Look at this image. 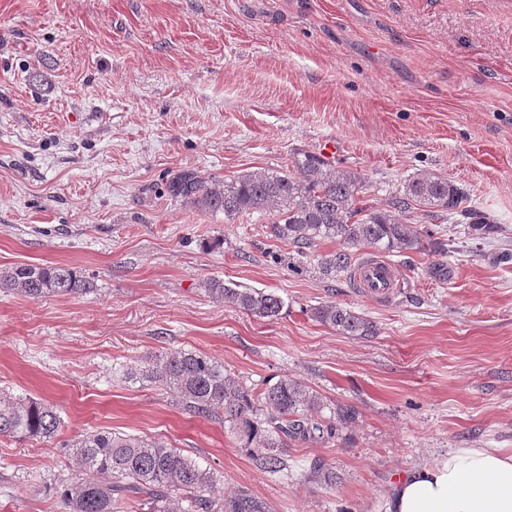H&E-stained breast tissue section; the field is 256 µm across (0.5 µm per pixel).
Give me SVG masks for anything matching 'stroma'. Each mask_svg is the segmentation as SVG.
I'll return each instance as SVG.
<instances>
[{
  "mask_svg": "<svg viewBox=\"0 0 512 512\" xmlns=\"http://www.w3.org/2000/svg\"><path fill=\"white\" fill-rule=\"evenodd\" d=\"M370 183L365 204L417 172L461 188L497 225L425 222L448 254L389 259L383 299L302 273L263 218L171 196L180 170L230 178L323 153ZM512 0H0V269L66 264L76 298L0 289V395L57 409L56 439L0 437V512H63L78 471L62 444L91 430L178 448L272 512H384L404 472L458 448L512 451ZM276 293L260 318L206 280ZM335 301L379 333L312 317ZM197 350L240 385L283 376L325 407L354 405L329 440L292 443L287 475L229 426L114 368ZM336 475L332 485L313 461Z\"/></svg>",
  "mask_w": 512,
  "mask_h": 512,
  "instance_id": "1",
  "label": "stroma"
}]
</instances>
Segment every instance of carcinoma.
Returning a JSON list of instances; mask_svg holds the SVG:
<instances>
[{
  "instance_id": "carcinoma-1",
  "label": "carcinoma",
  "mask_w": 512,
  "mask_h": 512,
  "mask_svg": "<svg viewBox=\"0 0 512 512\" xmlns=\"http://www.w3.org/2000/svg\"><path fill=\"white\" fill-rule=\"evenodd\" d=\"M291 164L290 169L254 170L229 180L186 169L171 179L169 191L200 211L224 214L228 221L242 214L268 217L267 237L289 245L295 258L339 241L342 248L317 259L318 273L331 280L351 274L358 264L355 252L362 249L386 256L427 249L446 253L443 242L429 240L432 232L412 225V216L448 217L474 230L488 224L463 189L433 173L404 180L388 197L387 207L378 208L362 205L368 181L361 174L309 152L294 154ZM0 288L39 299L87 294L94 283L68 265L21 264L0 271ZM205 291L262 318H275L283 309L274 293L233 288L220 279L205 281ZM312 316L345 336L378 334L369 318L333 301L314 308ZM115 371L127 381L164 390L189 414L229 424L246 439L255 464L270 473L288 469V442L331 439L359 415L354 406L343 404L329 417L319 416L321 397L288 376L259 391L244 387L225 373L224 362L196 350L147 356ZM60 426L59 414L47 404L0 397V436L49 441ZM69 448L81 477L59 489L64 512H126L133 504L143 512H269L265 501L245 490L213 500V472L147 437L93 430Z\"/></svg>"
}]
</instances>
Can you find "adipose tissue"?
Segmentation results:
<instances>
[{
    "instance_id": "1",
    "label": "adipose tissue",
    "mask_w": 512,
    "mask_h": 512,
    "mask_svg": "<svg viewBox=\"0 0 512 512\" xmlns=\"http://www.w3.org/2000/svg\"><path fill=\"white\" fill-rule=\"evenodd\" d=\"M386 512H512V453L459 448L405 473Z\"/></svg>"
}]
</instances>
